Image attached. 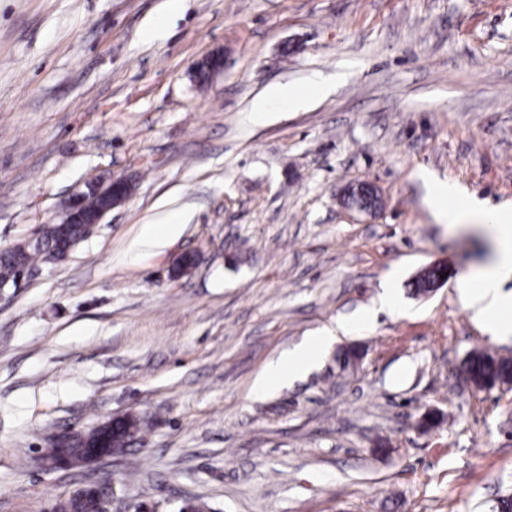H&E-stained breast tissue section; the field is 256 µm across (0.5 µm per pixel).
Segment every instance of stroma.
<instances>
[{"label": "stroma", "instance_id": "stroma-1", "mask_svg": "<svg viewBox=\"0 0 512 512\" xmlns=\"http://www.w3.org/2000/svg\"><path fill=\"white\" fill-rule=\"evenodd\" d=\"M317 76L329 96L251 122L268 85ZM99 176L134 191L0 291V512H47L86 481L112 483L119 512H492L512 389L468 385L463 362L512 341L459 298L486 236L449 234L429 196L451 180L512 211V0H0V249ZM363 181L376 215L337 201ZM168 217L178 239L137 246ZM438 263L447 282L413 295ZM387 287L398 313L344 330ZM325 328L304 378L254 392ZM349 344L365 354L343 371ZM122 414L146 422L125 454L36 467L52 434Z\"/></svg>", "mask_w": 512, "mask_h": 512}]
</instances>
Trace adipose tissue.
Listing matches in <instances>:
<instances>
[{
    "instance_id": "1",
    "label": "adipose tissue",
    "mask_w": 512,
    "mask_h": 512,
    "mask_svg": "<svg viewBox=\"0 0 512 512\" xmlns=\"http://www.w3.org/2000/svg\"><path fill=\"white\" fill-rule=\"evenodd\" d=\"M430 205L449 231L465 227L489 231L491 257L480 271L463 278L460 297L473 319L494 339L512 340V293L502 289L503 283L512 280V218L478 198L462 196L458 187L450 182L437 185ZM326 341L323 335L310 336L283 353L256 377L254 391H267L282 379L305 371Z\"/></svg>"
}]
</instances>
